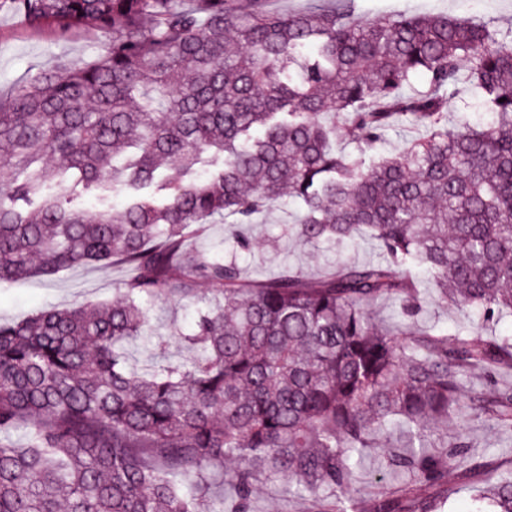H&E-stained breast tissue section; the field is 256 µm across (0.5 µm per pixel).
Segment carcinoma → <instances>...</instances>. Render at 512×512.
I'll list each match as a JSON object with an SVG mask.
<instances>
[{
    "label": "carcinoma",
    "mask_w": 512,
    "mask_h": 512,
    "mask_svg": "<svg viewBox=\"0 0 512 512\" xmlns=\"http://www.w3.org/2000/svg\"><path fill=\"white\" fill-rule=\"evenodd\" d=\"M266 2L0 0L101 43L0 92V282L133 270L119 301L0 323V512H199L226 463L229 512H251L262 473L316 512H458L463 485L477 488L467 512H512L511 458L439 443L472 416L512 430L497 380L512 336L382 329L368 312L393 299L411 316L419 268L441 303L485 325L512 316V27ZM463 86L489 119L450 128ZM404 126L425 135L372 154ZM211 154L222 167L202 176ZM69 172L86 191L166 198L79 209ZM285 195L301 244L364 231L385 261L250 285L236 261L189 248L192 227L250 224ZM201 280L222 299L180 336L193 356L131 370L127 345L156 339L142 300L193 301ZM476 369L490 386L466 394ZM374 449L378 481L406 479L368 497L357 474Z\"/></svg>",
    "instance_id": "obj_1"
}]
</instances>
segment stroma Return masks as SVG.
Instances as JSON below:
<instances>
[{
  "mask_svg": "<svg viewBox=\"0 0 512 512\" xmlns=\"http://www.w3.org/2000/svg\"><path fill=\"white\" fill-rule=\"evenodd\" d=\"M363 10L373 16L423 15L447 13L463 19L481 18L501 28L512 26V0H483L476 9L464 8L461 0H360ZM96 33L81 29L61 38L51 29H32L11 13L0 12V88L11 87L31 74L48 69L63 59L89 60L99 52ZM296 203L283 198L280 204L257 215L248 233L256 239L255 247L238 248L230 224L208 225L204 234L193 238V249L216 258L235 256L244 269L248 282L260 284L274 278L283 267L300 268L305 275L317 278L330 266H350L381 259V249L369 235H359L354 243L343 247L329 244L309 249L300 245L291 233ZM130 276L128 268L113 264L105 267H81L59 271L49 277L36 276L0 284V323H14L45 308H67L73 303L109 302L121 293V286ZM421 308L417 315L420 326L475 327V313L455 306H439L435 290L423 276H416ZM150 322L164 344L129 348L130 365L143 369L147 365L180 362L188 359L183 343L172 338L173 330H188L194 311L175 300H149ZM471 449L479 454H512V432L489 425L483 418L472 417L465 429ZM253 512H312L309 501L288 495V486L276 478L259 479L254 492Z\"/></svg>",
  "mask_w": 512,
  "mask_h": 512,
  "instance_id": "obj_1",
  "label": "stroma"
}]
</instances>
